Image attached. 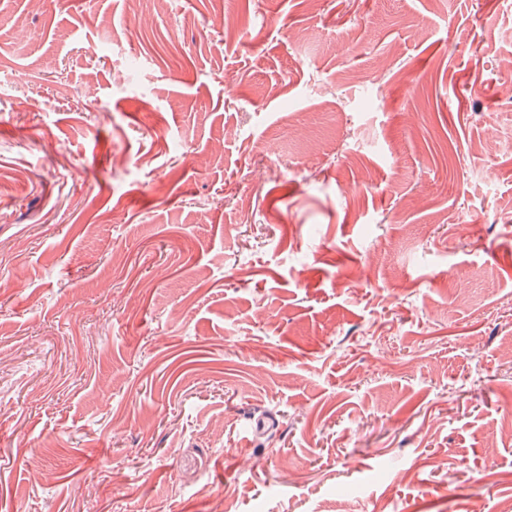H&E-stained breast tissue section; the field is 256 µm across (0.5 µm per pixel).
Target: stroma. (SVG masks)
<instances>
[{
	"instance_id": "35a3bbf8",
	"label": "stroma",
	"mask_w": 512,
	"mask_h": 512,
	"mask_svg": "<svg viewBox=\"0 0 512 512\" xmlns=\"http://www.w3.org/2000/svg\"><path fill=\"white\" fill-rule=\"evenodd\" d=\"M511 78L512 0H0V512L512 501Z\"/></svg>"
}]
</instances>
